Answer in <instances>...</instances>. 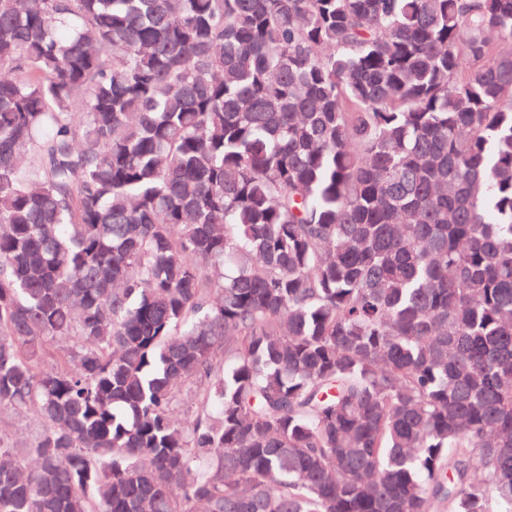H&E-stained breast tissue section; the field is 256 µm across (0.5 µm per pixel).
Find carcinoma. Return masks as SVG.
Wrapping results in <instances>:
<instances>
[{
    "mask_svg": "<svg viewBox=\"0 0 512 512\" xmlns=\"http://www.w3.org/2000/svg\"><path fill=\"white\" fill-rule=\"evenodd\" d=\"M2 406L0 512H512V0H0ZM199 384V380H190L179 388L177 402L172 414L176 421L183 422L194 416L195 390ZM39 420L32 411L16 413L0 409V429L9 431L18 446H24L30 436L38 429Z\"/></svg>",
    "mask_w": 512,
    "mask_h": 512,
    "instance_id": "1",
    "label": "carcinoma"
}]
</instances>
